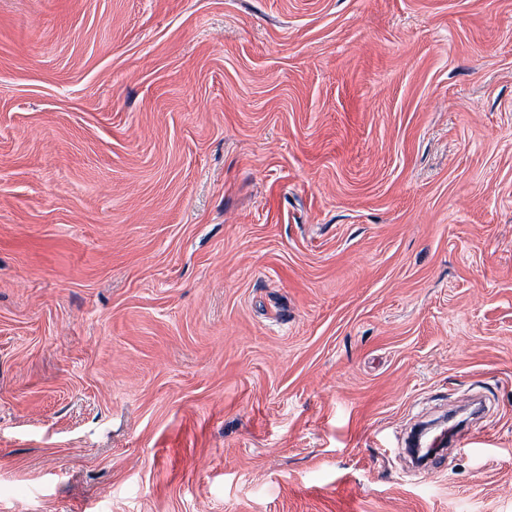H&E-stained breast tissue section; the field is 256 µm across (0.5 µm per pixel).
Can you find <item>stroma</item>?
I'll use <instances>...</instances> for the list:
<instances>
[{"label": "stroma", "instance_id": "obj_1", "mask_svg": "<svg viewBox=\"0 0 512 512\" xmlns=\"http://www.w3.org/2000/svg\"><path fill=\"white\" fill-rule=\"evenodd\" d=\"M0 512H512V0H0Z\"/></svg>", "mask_w": 512, "mask_h": 512}]
</instances>
